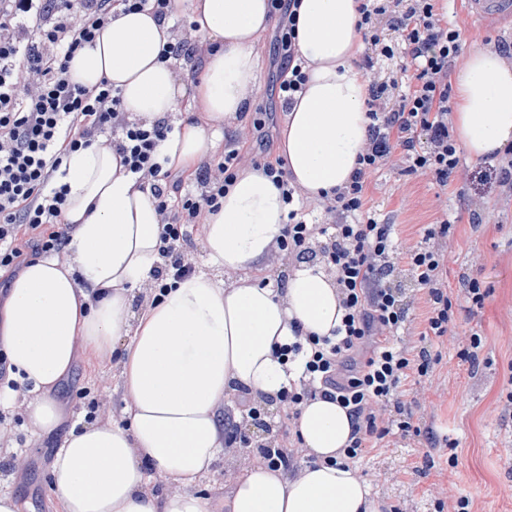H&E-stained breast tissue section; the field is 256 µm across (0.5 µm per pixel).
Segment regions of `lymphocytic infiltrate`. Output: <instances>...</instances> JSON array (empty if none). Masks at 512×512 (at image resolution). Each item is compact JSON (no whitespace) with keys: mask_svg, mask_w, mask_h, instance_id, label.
<instances>
[{"mask_svg":"<svg viewBox=\"0 0 512 512\" xmlns=\"http://www.w3.org/2000/svg\"><path fill=\"white\" fill-rule=\"evenodd\" d=\"M271 6L281 68L289 73L279 94L289 107L306 80L294 43L297 0H271ZM168 7L169 0H0V280L11 282L29 258L64 255L70 239V227L63 222L67 189L53 186V178L68 153L92 146L106 132H120L114 146L123 166L153 181L152 197L163 219L164 264L156 272L161 289L168 279L192 272L182 247L187 225L218 211L243 164L251 163L281 189L290 207L281 250L299 259L310 240L329 238L327 258L336 269L345 309L335 338L309 337L305 377L299 389L280 397L287 407L285 421L298 416L305 399L339 401L353 420L346 448L351 460L390 434L419 435L409 415L389 419L385 412L398 405L404 381L427 379L439 363L426 346L429 338L448 335L453 328L448 255L431 245L449 236L451 224L443 219L426 225L423 245L402 246L393 225L379 222L370 211L367 178L397 153L408 173L431 174L442 187L450 183L460 165L450 133L448 83L463 52L459 30L440 23L434 0H362L359 27L371 50L363 69L373 68L374 57L391 59L400 49L411 74L404 85L395 78L371 82L368 143L360 167L348 185L322 202L325 219L316 223L309 221L303 199L290 185L282 158L247 161L229 145L215 166L200 167V195L171 199L167 184L173 175L155 160L169 126L128 121L119 90L108 82L92 91L70 82V61L117 11L147 9L162 20ZM384 16L398 32V43L382 35L379 20ZM404 269L425 290L429 304L422 345L415 353L398 339L409 307L390 285L391 277Z\"/></svg>","mask_w":512,"mask_h":512,"instance_id":"lymphocytic-infiltrate-1","label":"lymphocytic infiltrate"}]
</instances>
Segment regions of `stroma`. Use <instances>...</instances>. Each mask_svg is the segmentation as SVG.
<instances>
[{
	"label": "stroma",
	"instance_id": "1",
	"mask_svg": "<svg viewBox=\"0 0 512 512\" xmlns=\"http://www.w3.org/2000/svg\"><path fill=\"white\" fill-rule=\"evenodd\" d=\"M442 23L462 31L466 48L477 45H512V20L483 21L475 18L469 0H436ZM259 89L237 121L225 124L223 136L240 149H248L257 110L285 114L275 92L281 81L280 55L274 31H266L259 44ZM479 160L462 159L448 188H440L431 175L410 174L401 157L368 178V199L378 220L394 224L403 245L422 239L425 225L449 218L455 226L448 253V294L453 302L454 333L432 338V350L442 357L425 381L407 379L402 406L422 430L421 436L385 437L354 466L369 479L375 492L389 503V512H437L438 503L452 505L455 497L470 496L472 512H512V418H501L497 406L512 390V205L500 204L494 183L483 182ZM469 185L483 202L482 223L470 220V212L457 195ZM478 281L488 295L481 308L468 299L467 284ZM397 283L410 303L403 339L419 350V334L425 328L428 304L406 274ZM482 340L478 361H461L471 334ZM116 358L80 355L73 377L58 399L67 421L91 423L111 420L123 423L124 403ZM265 425L243 422L239 432L250 437L251 447L235 448L217 462L199 483L215 512H221L231 474L244 463L258 460L260 444L272 441L284 448L290 462L302 459L295 433L272 435L270 425L283 414L282 404H263ZM439 445L429 449V436ZM456 443L457 467H449V443ZM58 438L33 439L21 408L0 410V489L11 490L23 504V512H63L52 489L49 469Z\"/></svg>",
	"mask_w": 512,
	"mask_h": 512
}]
</instances>
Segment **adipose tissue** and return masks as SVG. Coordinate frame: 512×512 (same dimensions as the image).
Returning <instances> with one entry per match:
<instances>
[{"label": "adipose tissue", "mask_w": 512, "mask_h": 512, "mask_svg": "<svg viewBox=\"0 0 512 512\" xmlns=\"http://www.w3.org/2000/svg\"><path fill=\"white\" fill-rule=\"evenodd\" d=\"M298 2L295 42L307 82L287 115L282 155L291 184L317 200L350 181L368 139L361 0ZM171 5L203 38L199 84L184 83L161 59L171 25L147 11L119 13L67 76L89 90L108 81L130 121L173 122L159 160L182 171L215 153L225 122L257 90L270 0ZM451 84V131L463 154L478 160L512 143L511 62L494 47L473 48ZM57 181L69 188L70 240L64 257L32 260L0 308L8 362L0 405L21 402L37 437L62 432L51 476L64 512H212L197 484L232 453L225 401L241 388L275 400L298 386L304 359L288 360L283 350L340 325L336 274L302 261L285 288L261 284L259 272L278 262L288 206L272 180L247 165L205 221L209 271L169 281L137 315L133 293L153 284L163 263L151 182L125 170L115 148L97 144L70 153ZM82 346L119 354L124 424L67 425L56 393ZM295 424L303 461L248 464L225 512H386L385 499L344 457L353 428L346 409L310 399ZM156 476L171 489L155 493Z\"/></svg>", "instance_id": "adipose-tissue-1"}]
</instances>
